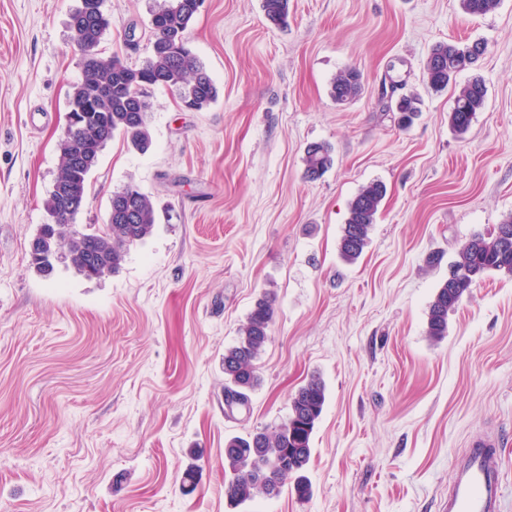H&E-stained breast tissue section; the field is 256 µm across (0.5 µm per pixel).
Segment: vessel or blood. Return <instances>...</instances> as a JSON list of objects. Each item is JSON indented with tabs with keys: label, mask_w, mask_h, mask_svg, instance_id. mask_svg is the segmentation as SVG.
<instances>
[{
	"label": "vessel or blood",
	"mask_w": 512,
	"mask_h": 512,
	"mask_svg": "<svg viewBox=\"0 0 512 512\" xmlns=\"http://www.w3.org/2000/svg\"><path fill=\"white\" fill-rule=\"evenodd\" d=\"M497 440L477 438L454 461L448 498L440 512H504L499 477L489 465Z\"/></svg>",
	"instance_id": "1"
}]
</instances>
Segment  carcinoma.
Instances as JSON below:
<instances>
[{
  "instance_id": "1",
  "label": "carcinoma",
  "mask_w": 512,
  "mask_h": 512,
  "mask_svg": "<svg viewBox=\"0 0 512 512\" xmlns=\"http://www.w3.org/2000/svg\"><path fill=\"white\" fill-rule=\"evenodd\" d=\"M90 0H79L71 14L72 42L83 55L98 51L105 34L112 26L111 18L102 10L86 14ZM499 0H460L462 10L473 16L494 10ZM199 9L198 0H168L153 13L151 56L141 66H131L115 55H99V61L83 69V79L75 85L68 99L85 96L103 87L110 88L107 97L93 113L92 124H103L108 132L95 137L80 127L72 141L60 144L61 166L55 185L69 182L81 194L87 193L91 171L100 154L115 134H120L128 146L145 152L152 145L147 126V113L133 111L134 98L152 97L157 88L174 89L182 101L192 102L201 111L214 103L219 91L203 63L189 47L188 28ZM267 19L276 24L286 22L288 0H263ZM485 54L481 42H440L431 49L425 68L429 88L442 91L465 70L475 69ZM361 75L347 69L331 85V96L338 102L355 98L361 91ZM486 86L479 76L460 88L448 114L451 128L459 135L467 132L476 114L485 103ZM400 122L409 123L418 112V99L404 97L396 106ZM89 158L88 167L72 165L70 155L78 148ZM331 148L322 143L316 150H305L306 177L320 178L333 165ZM124 202L112 223L105 229L80 231L75 228L76 211L60 208L57 190L45 200L47 214L56 215L59 224L49 229L41 225L36 235L38 250L29 253L30 265L43 278L51 277L44 266L43 254L65 250V259L75 271L90 279L116 272L125 259L130 245L150 236L158 216L151 198L130 183L122 189ZM386 196V188L378 182L359 190L349 207L340 241L341 255L354 262L368 244L369 231ZM455 279L442 281L429 304L426 335L439 342L448 335V316L467 297L477 280L488 272L512 275V237L498 238L490 234H474L461 247L459 259L453 263ZM274 301L267 295L259 298L246 321L239 327L236 343L224 353V402L228 408L249 405L250 395L260 385L261 378L255 360L269 340L274 322ZM326 403V386L318 375L311 376L291 397L286 419L279 425L257 431L246 438L233 437L224 451L225 495L234 504L246 502L258 495L274 497L288 480L301 498L309 497L308 484L302 472L311 457V437ZM276 463L280 469L269 477L261 464Z\"/></svg>"
}]
</instances>
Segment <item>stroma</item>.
Segmentation results:
<instances>
[{"label": "stroma", "mask_w": 512, "mask_h": 512, "mask_svg": "<svg viewBox=\"0 0 512 512\" xmlns=\"http://www.w3.org/2000/svg\"><path fill=\"white\" fill-rule=\"evenodd\" d=\"M163 0H104V55H150ZM77 0H0V512H439L451 463L479 431L512 512V276L486 274L426 336L430 301L472 235L512 214V0L466 15L459 0H204L190 47L220 91L200 112L155 89L144 153L113 137L79 227L103 226L135 183L158 221L119 271L30 265L61 163L67 99L82 76ZM483 41L487 95L469 131L448 114L470 72L426 85L433 45ZM362 90L339 104L336 75ZM420 111L399 124L395 102ZM334 162L305 176V149ZM386 196L353 263L339 251L349 204ZM275 298L248 407L224 406V352L255 300ZM327 390L293 486L235 506L224 448L282 422L311 375ZM193 471V483L183 480ZM361 88L360 73L355 69H347L333 81L330 94L336 102H345L355 98Z\"/></svg>", "instance_id": "stroma-1"}]
</instances>
